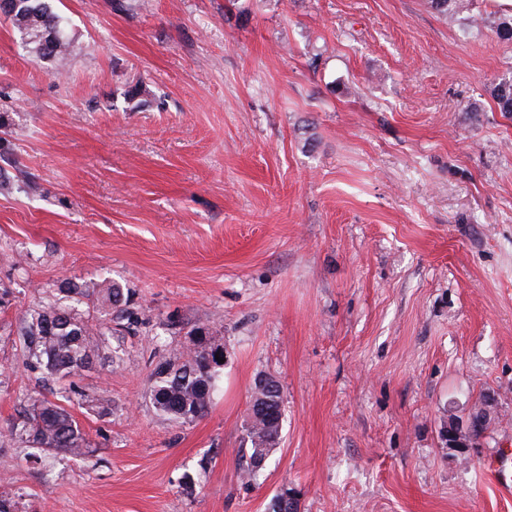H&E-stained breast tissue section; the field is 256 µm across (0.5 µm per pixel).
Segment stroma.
I'll use <instances>...</instances> for the list:
<instances>
[{"instance_id": "1", "label": "stroma", "mask_w": 512, "mask_h": 512, "mask_svg": "<svg viewBox=\"0 0 512 512\" xmlns=\"http://www.w3.org/2000/svg\"><path fill=\"white\" fill-rule=\"evenodd\" d=\"M56 76L0 20V116L29 174L0 193V493L19 512H512L482 469L512 448V78L503 11L429 0H60ZM137 97H128L131 87ZM66 280L129 288V328L67 407L93 465L23 462L42 390L22 314ZM210 322L207 416L148 397ZM120 364H112V356ZM282 441L240 477L254 382ZM484 427L466 452L449 426ZM431 7L439 14L448 18L450 22H456L461 15L467 14L464 18L472 26L478 25V18L470 13L473 6L472 0H430Z\"/></svg>"}]
</instances>
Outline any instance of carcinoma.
Returning a JSON list of instances; mask_svg holds the SVG:
<instances>
[{
	"label": "carcinoma",
	"mask_w": 512,
	"mask_h": 512,
	"mask_svg": "<svg viewBox=\"0 0 512 512\" xmlns=\"http://www.w3.org/2000/svg\"><path fill=\"white\" fill-rule=\"evenodd\" d=\"M14 15L10 24L27 51L35 58L48 60L61 70L67 62L71 38L65 18L57 12L55 0H12ZM431 7L450 22L467 15L470 25H478L471 14L473 0H430ZM492 97L501 112L512 113V80L502 81L492 89ZM21 171L19 162L0 148V192L10 191L14 176ZM128 294L117 282L66 281L43 303L23 313L19 330L20 345L26 364L42 371L48 380L75 378L101 351V336L112 330L113 319L129 318ZM84 304L89 313L75 311ZM193 348L175 359L157 365L149 386L154 408L165 418L181 424L193 423L210 412L224 364L216 360L223 347L210 336L208 325L193 329ZM253 391L251 400L265 403L269 413L249 417L248 458L242 475L254 480L264 469L261 461L276 451L283 430L282 391L279 382ZM10 435L29 449L23 460L42 458V452L89 457L93 449L73 415L45 394L30 395L21 404Z\"/></svg>",
	"instance_id": "obj_1"
}]
</instances>
